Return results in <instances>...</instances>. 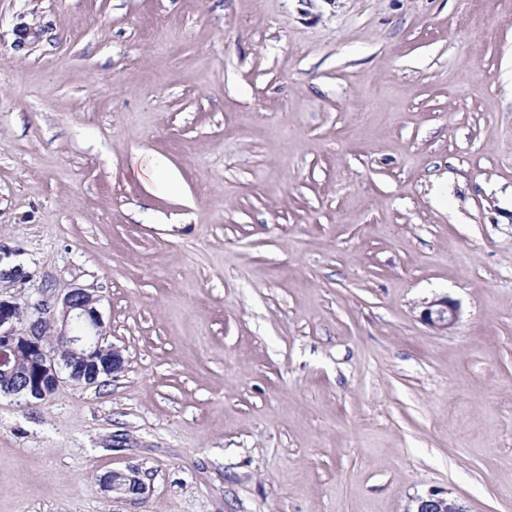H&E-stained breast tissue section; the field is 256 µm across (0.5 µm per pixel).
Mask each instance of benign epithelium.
<instances>
[{
  "label": "benign epithelium",
  "instance_id": "obj_1",
  "mask_svg": "<svg viewBox=\"0 0 512 512\" xmlns=\"http://www.w3.org/2000/svg\"><path fill=\"white\" fill-rule=\"evenodd\" d=\"M31 278L20 264L3 262L0 255V382L4 394L46 398L68 381L85 388L98 387L125 370L121 350L105 345L104 323L97 309L99 298L88 289L74 286L61 295L40 299L33 311L17 316L16 302L5 289L19 280ZM420 317L437 332H446L458 318V306L448 298L426 304ZM56 329L57 347L44 343L48 330ZM115 494L143 495L147 486L140 471L129 468L112 472V484H104ZM407 512H466L456 499L430 493L414 499Z\"/></svg>",
  "mask_w": 512,
  "mask_h": 512
}]
</instances>
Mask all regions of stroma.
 I'll return each mask as SVG.
<instances>
[{"label": "stroma", "instance_id": "35a3bbf8", "mask_svg": "<svg viewBox=\"0 0 512 512\" xmlns=\"http://www.w3.org/2000/svg\"><path fill=\"white\" fill-rule=\"evenodd\" d=\"M0 251L125 358L0 512H512V0H0ZM420 317L437 332L448 331L458 318V306L448 298L431 301L426 304ZM103 485L107 491H112L115 494H127L131 491L135 495H143L147 490V486L137 468H128L126 471H112V488L105 480ZM412 502L414 508L407 509V512H467L456 499L433 492L425 497H417Z\"/></svg>", "mask_w": 512, "mask_h": 512}]
</instances>
